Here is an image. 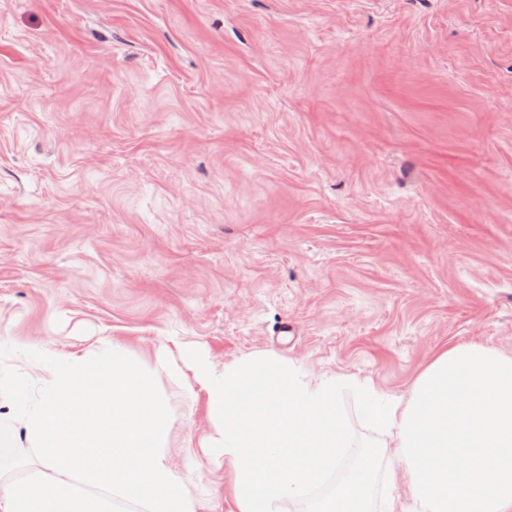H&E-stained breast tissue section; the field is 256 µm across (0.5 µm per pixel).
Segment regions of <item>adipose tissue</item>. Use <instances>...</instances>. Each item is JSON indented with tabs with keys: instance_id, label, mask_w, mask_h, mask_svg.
<instances>
[{
	"instance_id": "1",
	"label": "adipose tissue",
	"mask_w": 512,
	"mask_h": 512,
	"mask_svg": "<svg viewBox=\"0 0 512 512\" xmlns=\"http://www.w3.org/2000/svg\"><path fill=\"white\" fill-rule=\"evenodd\" d=\"M364 413L393 449L388 479L406 481L385 512H512V356L452 345L407 395L369 389Z\"/></svg>"
}]
</instances>
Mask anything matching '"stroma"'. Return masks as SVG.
Instances as JSON below:
<instances>
[{
	"mask_svg": "<svg viewBox=\"0 0 512 512\" xmlns=\"http://www.w3.org/2000/svg\"><path fill=\"white\" fill-rule=\"evenodd\" d=\"M112 339L176 358L198 512L181 346L395 397L512 354V0H0V344Z\"/></svg>",
	"mask_w": 512,
	"mask_h": 512,
	"instance_id": "1",
	"label": "stroma"
}]
</instances>
